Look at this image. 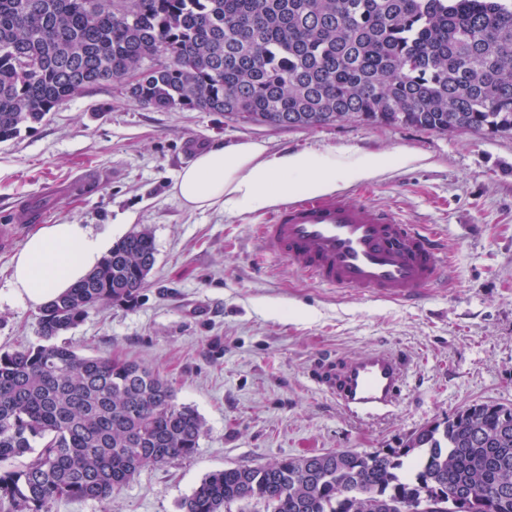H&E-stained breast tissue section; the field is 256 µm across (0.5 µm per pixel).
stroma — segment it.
Here are the masks:
<instances>
[{
    "label": "stroma",
    "instance_id": "1",
    "mask_svg": "<svg viewBox=\"0 0 512 512\" xmlns=\"http://www.w3.org/2000/svg\"><path fill=\"white\" fill-rule=\"evenodd\" d=\"M208 147L256 141L313 152L337 167L373 152L408 163L341 184L439 230L453 265L413 300L319 287L263 251L269 211L189 212L171 194ZM38 201L48 223L145 227L155 263L137 304L91 312L64 339L87 356L160 371L205 434L191 457L148 467L111 512H178L210 472L340 449L395 448L416 428L476 402L512 405V136L345 121L275 129L219 112H158L114 80L75 95L49 119L0 143V225ZM37 309L0 307V350L38 342ZM384 349L411 364L399 404L355 421L314 382L316 371Z\"/></svg>",
    "mask_w": 512,
    "mask_h": 512
}]
</instances>
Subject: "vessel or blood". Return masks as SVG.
<instances>
[{
	"label": "vessel or blood",
	"mask_w": 512,
	"mask_h": 512,
	"mask_svg": "<svg viewBox=\"0 0 512 512\" xmlns=\"http://www.w3.org/2000/svg\"><path fill=\"white\" fill-rule=\"evenodd\" d=\"M44 217L21 204L0 226V244L13 241L16 225ZM258 234L264 251L293 262L313 283L357 295L405 298L439 283L448 265L436 232L343 192L283 202L269 223L259 225ZM406 370L402 358L375 349L318 376L317 382L348 416L376 419L398 404Z\"/></svg>",
	"instance_id": "b4317fda"
}]
</instances>
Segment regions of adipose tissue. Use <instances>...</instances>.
<instances>
[{"mask_svg":"<svg viewBox=\"0 0 512 512\" xmlns=\"http://www.w3.org/2000/svg\"><path fill=\"white\" fill-rule=\"evenodd\" d=\"M394 154H374L339 169L311 152L268 155L256 142H217L176 174L172 194L190 212H257L300 196L305 187L329 194L339 182H360L388 167ZM115 225H40L12 258L11 274L0 288V303L40 308L87 277L109 253Z\"/></svg>","mask_w":512,"mask_h":512,"instance_id":"ef3b65f1","label":"adipose tissue"}]
</instances>
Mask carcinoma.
Segmentation results:
<instances>
[{"label":"carcinoma","mask_w":512,"mask_h":512,"mask_svg":"<svg viewBox=\"0 0 512 512\" xmlns=\"http://www.w3.org/2000/svg\"><path fill=\"white\" fill-rule=\"evenodd\" d=\"M127 78L157 112L512 135V0H0V143ZM154 262L151 232H130L40 308L38 343L0 351V512L107 506L142 469L199 448L202 418L160 373L57 342L90 312L137 300ZM235 503L512 512V406L468 405L397 448L214 471L179 512Z\"/></svg>","instance_id":"obj_1"}]
</instances>
